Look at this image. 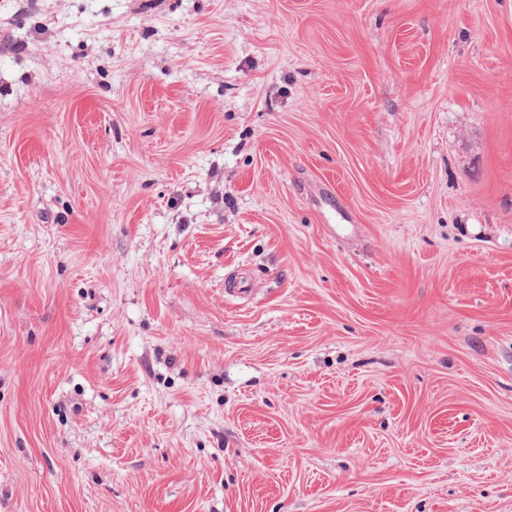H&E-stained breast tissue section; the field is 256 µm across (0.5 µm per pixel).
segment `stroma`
Returning <instances> with one entry per match:
<instances>
[{"instance_id":"1","label":"stroma","mask_w":512,"mask_h":512,"mask_svg":"<svg viewBox=\"0 0 512 512\" xmlns=\"http://www.w3.org/2000/svg\"><path fill=\"white\" fill-rule=\"evenodd\" d=\"M0 512H512V0H0Z\"/></svg>"}]
</instances>
